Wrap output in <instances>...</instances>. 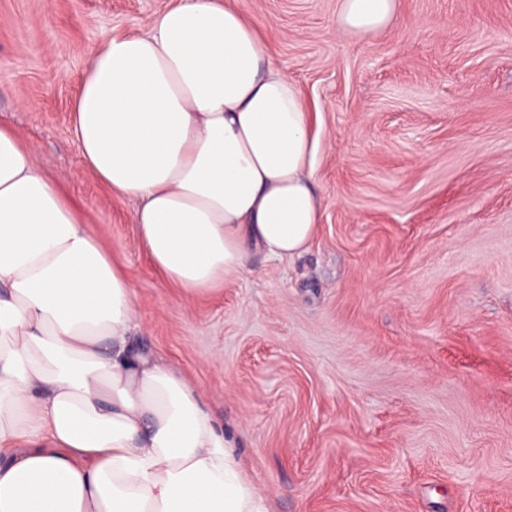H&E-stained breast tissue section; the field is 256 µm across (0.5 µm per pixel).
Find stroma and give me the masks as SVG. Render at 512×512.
<instances>
[{
  "label": "stroma",
  "instance_id": "obj_1",
  "mask_svg": "<svg viewBox=\"0 0 512 512\" xmlns=\"http://www.w3.org/2000/svg\"><path fill=\"white\" fill-rule=\"evenodd\" d=\"M177 0H0V125L129 271L140 342L202 391L270 512H512V0H235L301 89L322 221L293 259L180 300L133 201L85 170L90 51ZM339 27L364 34L385 28L393 17L395 0H338Z\"/></svg>",
  "mask_w": 512,
  "mask_h": 512
}]
</instances>
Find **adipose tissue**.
I'll use <instances>...</instances> for the list:
<instances>
[{"instance_id":"obj_1","label":"adipose tissue","mask_w":512,"mask_h":512,"mask_svg":"<svg viewBox=\"0 0 512 512\" xmlns=\"http://www.w3.org/2000/svg\"><path fill=\"white\" fill-rule=\"evenodd\" d=\"M395 0H339L385 28ZM230 0H179L92 51L72 104L87 169L135 201L152 265L190 300L321 218L307 103ZM127 274L0 126V512H269L201 392L134 350Z\"/></svg>"}]
</instances>
